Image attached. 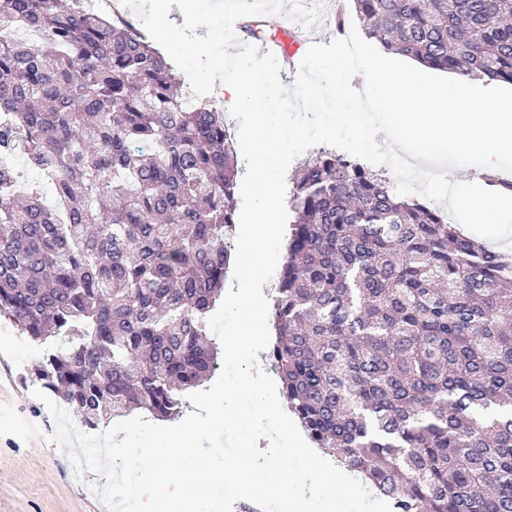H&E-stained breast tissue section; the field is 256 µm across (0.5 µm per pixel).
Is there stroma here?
<instances>
[{"label":"stroma","instance_id":"1","mask_svg":"<svg viewBox=\"0 0 512 512\" xmlns=\"http://www.w3.org/2000/svg\"><path fill=\"white\" fill-rule=\"evenodd\" d=\"M42 349L9 321H0V512H98L99 475L76 478L52 442L55 422L33 397Z\"/></svg>","mask_w":512,"mask_h":512}]
</instances>
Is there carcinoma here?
<instances>
[{
  "mask_svg": "<svg viewBox=\"0 0 512 512\" xmlns=\"http://www.w3.org/2000/svg\"><path fill=\"white\" fill-rule=\"evenodd\" d=\"M350 2L381 49L512 84V0ZM4 23L0 317L85 427L174 420L219 354L207 319L238 175L224 112L87 0H0ZM19 155L42 183L21 182ZM288 205L269 350L288 410L394 512H512V259L333 149L296 167Z\"/></svg>",
  "mask_w": 512,
  "mask_h": 512,
  "instance_id": "carcinoma-1",
  "label": "carcinoma"
}]
</instances>
